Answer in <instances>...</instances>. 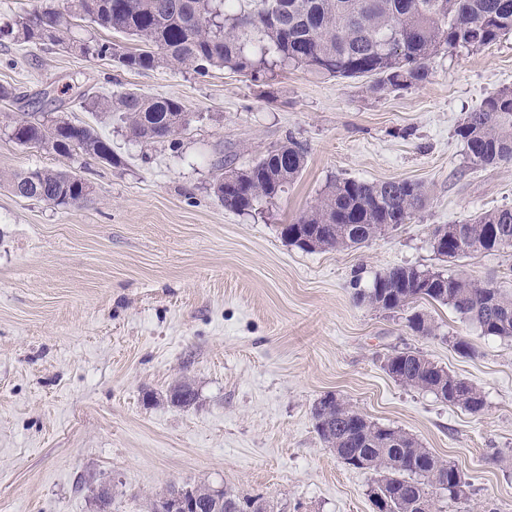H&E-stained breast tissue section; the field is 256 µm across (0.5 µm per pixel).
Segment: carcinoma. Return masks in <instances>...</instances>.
<instances>
[{"label": "carcinoma", "mask_w": 512, "mask_h": 512, "mask_svg": "<svg viewBox=\"0 0 512 512\" xmlns=\"http://www.w3.org/2000/svg\"><path fill=\"white\" fill-rule=\"evenodd\" d=\"M86 21L135 44L73 38L72 29ZM511 33L512 0H58L0 22V39L109 57L130 72L165 67L206 77L213 69H228L258 80L293 67L331 78L367 77L376 94L426 82L429 61L442 50L481 48ZM65 88L76 90L80 107L97 122H116L139 142L166 141L178 148L180 116L186 111L181 101L135 89L93 92L69 82ZM10 131L11 140L23 147L116 162L112 144L93 125L53 112H25ZM457 135L476 167L511 161L512 88L497 91L468 113ZM305 164L306 149L290 137L240 169L241 185L231 191L224 188V169L233 161L218 160L213 192L224 207L246 213L284 193ZM8 182L20 198L47 199L65 208L84 202L92 190L77 173L50 168L14 173ZM426 199L425 186L413 180L339 178L288 225L286 240L306 251L367 244L409 223ZM445 229L448 243L433 245L445 260L512 249V208L487 210ZM360 283L359 277L353 280L355 299L372 309L395 313L433 301L452 307L487 336L512 338V291L491 281L396 266L376 274L366 288ZM407 324L418 336L435 335L436 325L421 311L409 315ZM384 368L400 384L475 416L485 410L481 391L417 350L387 356ZM170 390L180 392L181 408L196 400L186 378ZM311 417L339 459L378 475L368 489L374 512H434L441 497L452 503L462 499L453 483L456 467L407 433L369 421L341 398H320ZM257 500L226 488L224 512H250Z\"/></svg>", "instance_id": "obj_1"}]
</instances>
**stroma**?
Returning <instances> with one entry per match:
<instances>
[{
    "mask_svg": "<svg viewBox=\"0 0 512 512\" xmlns=\"http://www.w3.org/2000/svg\"><path fill=\"white\" fill-rule=\"evenodd\" d=\"M420 85L381 94L367 79L288 69L255 81L129 72L110 58L0 42V84L44 109L42 89L73 121L63 86L180 99L199 120L168 143L103 126L116 163L17 145L4 132L22 105H0V512H147L149 496L204 482L263 496L275 512H372L373 472L342 464L310 409L327 393L402 429L467 482L441 512H512V340L483 335L439 303L421 337L403 314L357 303L352 281L394 266L462 274L512 289V250L454 262L435 228L512 206V162L476 168L456 134L468 112L512 87V36L443 51ZM295 138L305 167L280 197L242 214L214 195V164H248ZM47 167L93 187L84 205L17 197L9 175ZM409 179L428 190L411 223L361 248L306 252L281 236L336 178ZM471 356L453 348L457 338ZM412 348L474 384L483 414L396 383L387 355ZM189 379L197 401L176 408Z\"/></svg>",
    "mask_w": 512,
    "mask_h": 512,
    "instance_id": "1",
    "label": "stroma"
}]
</instances>
